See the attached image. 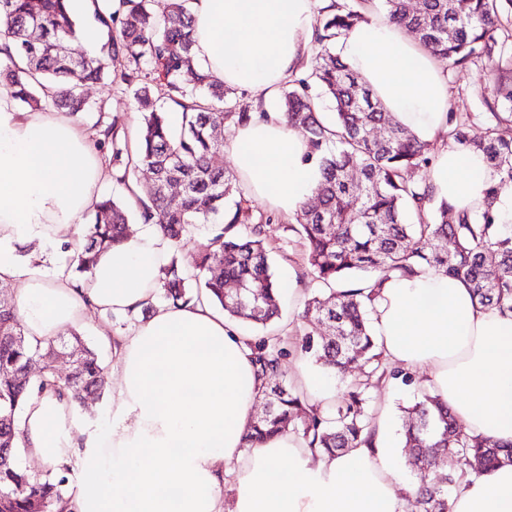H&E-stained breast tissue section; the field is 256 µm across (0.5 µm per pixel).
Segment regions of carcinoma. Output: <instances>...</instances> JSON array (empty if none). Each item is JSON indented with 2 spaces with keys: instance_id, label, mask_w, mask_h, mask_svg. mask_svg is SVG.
<instances>
[{
  "instance_id": "cac0c4a2",
  "label": "carcinoma",
  "mask_w": 512,
  "mask_h": 512,
  "mask_svg": "<svg viewBox=\"0 0 512 512\" xmlns=\"http://www.w3.org/2000/svg\"><path fill=\"white\" fill-rule=\"evenodd\" d=\"M389 22L414 34L440 63L454 67L482 63L492 90L483 100L489 112L472 121L448 115V140L481 152L497 168L499 182L485 190L484 210L454 213L436 202L428 181L413 173L429 166L434 145L419 140L386 112L363 77L336 55L333 46L366 20L372 0H330L318 9L314 56L283 89L281 115L308 141L321 180L310 201L288 225L309 274L323 294L305 300L298 320L303 333L289 345L278 334L249 341L269 410L245 435L250 444L293 432L312 448L334 456L368 441L376 412L368 393L389 379L411 385L415 378L389 367L371 334L374 294L360 285L381 284L387 276L411 277L427 265L471 288L484 306L512 312V221L497 208L512 187V141L496 128L512 122V35L500 36L502 17L512 0H422L415 13L403 0H381ZM92 23L100 34L97 52L74 59L66 44L80 26L69 0H0V34L13 43L16 57L0 68V90L30 107L76 115L90 109L83 87L105 78L131 89L143 121L134 141L116 123L97 120L98 145L112 148V178L129 185L141 168L153 176L147 199L139 200L138 220L155 224L178 247L201 224L212 225L208 249L189 259L172 252L161 270L157 301L187 304L203 297L232 319L266 326L281 316L264 225L272 217L257 213L238 176L214 165L224 144L216 127L253 119L248 106L226 99L224 84L203 72L193 53L189 0H103ZM123 69L114 70V64ZM334 112H322L324 98ZM181 114L180 131L169 122V108ZM383 129L374 136L371 131ZM182 194L171 202L167 185ZM129 211L111 197L95 206L83 242L70 254L65 272L87 276L99 253L128 237ZM242 287L236 302L224 301L228 284ZM323 325L318 333L314 325ZM73 352L68 375L51 369L29 376V368L56 344L31 346L14 306L0 305V512H64V486L72 460L41 472L21 469L18 424L25 401L52 395L75 408L86 395L102 391L103 369L81 337L66 343ZM295 354L346 377L347 366L362 360L347 385V397L322 414L300 387L280 381L282 360ZM405 447L410 464L426 474L445 473L418 487L415 512H449L448 489L467 476H479L501 463L512 464V444L470 437L462 424L429 392L408 408Z\"/></svg>"
}]
</instances>
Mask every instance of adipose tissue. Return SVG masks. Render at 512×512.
Returning a JSON list of instances; mask_svg holds the SVG:
<instances>
[{
  "instance_id": "obj_1",
  "label": "adipose tissue",
  "mask_w": 512,
  "mask_h": 512,
  "mask_svg": "<svg viewBox=\"0 0 512 512\" xmlns=\"http://www.w3.org/2000/svg\"><path fill=\"white\" fill-rule=\"evenodd\" d=\"M316 0H192L193 49L211 78L270 101L314 49ZM338 51L420 139L448 126L440 63L400 27L373 15ZM246 187L293 216L321 174L304 136L282 119L238 127L225 146ZM106 176L75 121L22 110L0 92V282L30 344L56 340L91 311L152 312L131 334L108 336L112 417L87 431L53 397H33L19 423L22 454L50 465L76 458L83 476L65 512H405L388 410L371 443L328 456L296 434L250 448L246 432L261 390L247 339L208 300L155 306L170 246L148 224L102 254L83 280L57 259L76 243ZM482 154L450 144L435 156L436 199L484 207L497 182ZM38 242V252L22 245ZM374 335L394 366L423 374L472 436L512 443V312L480 305L468 286L430 268L385 280ZM449 512H512V464L463 483Z\"/></svg>"
}]
</instances>
